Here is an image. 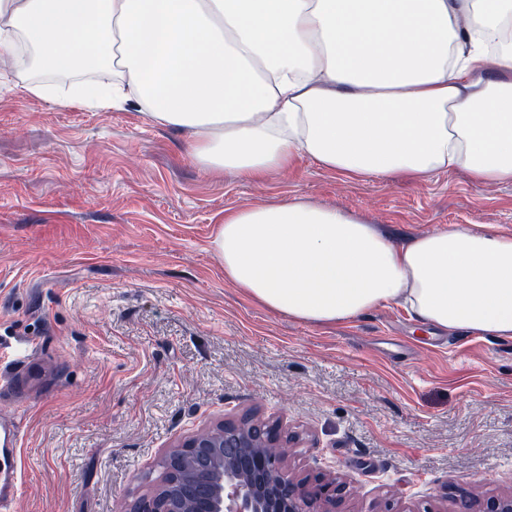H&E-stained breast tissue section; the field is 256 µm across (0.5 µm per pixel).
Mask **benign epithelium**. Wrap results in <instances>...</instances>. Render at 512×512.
<instances>
[{"label":"benign epithelium","instance_id":"benign-epithelium-1","mask_svg":"<svg viewBox=\"0 0 512 512\" xmlns=\"http://www.w3.org/2000/svg\"><path fill=\"white\" fill-rule=\"evenodd\" d=\"M281 425L253 416L226 420L165 451L161 462L173 480L140 497L133 512H350L346 484L334 477L314 481L288 468L281 452ZM205 463L197 487L175 488L185 454ZM463 512H512L510 495H471Z\"/></svg>","mask_w":512,"mask_h":512}]
</instances>
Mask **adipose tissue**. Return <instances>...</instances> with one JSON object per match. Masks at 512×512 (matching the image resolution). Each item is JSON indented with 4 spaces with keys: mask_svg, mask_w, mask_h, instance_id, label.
Wrapping results in <instances>:
<instances>
[{
    "mask_svg": "<svg viewBox=\"0 0 512 512\" xmlns=\"http://www.w3.org/2000/svg\"><path fill=\"white\" fill-rule=\"evenodd\" d=\"M86 107L134 102L205 171L260 180L297 154L351 177L512 183V0H0V82ZM224 279L297 321L387 304L512 340V235L403 244L294 197L225 212Z\"/></svg>",
    "mask_w": 512,
    "mask_h": 512,
    "instance_id": "ef3b65f1",
    "label": "adipose tissue"
}]
</instances>
